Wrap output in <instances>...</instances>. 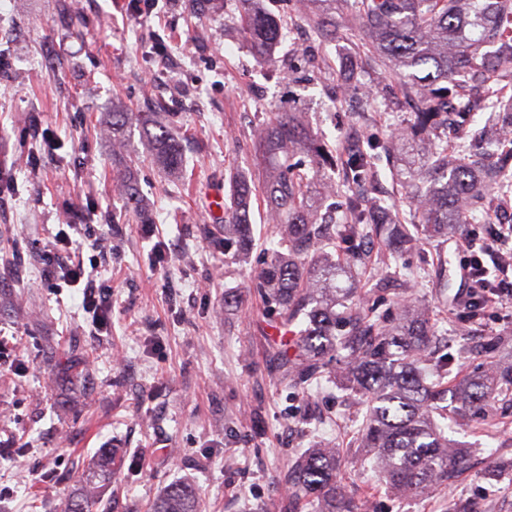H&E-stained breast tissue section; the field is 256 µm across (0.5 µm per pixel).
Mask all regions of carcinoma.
<instances>
[{
    "mask_svg": "<svg viewBox=\"0 0 512 512\" xmlns=\"http://www.w3.org/2000/svg\"><path fill=\"white\" fill-rule=\"evenodd\" d=\"M311 19L320 36L336 37L337 6L351 11L370 32L367 53L395 62L400 93L412 102V123L386 140L370 138L344 153L310 138L293 112H273L260 133L270 169L265 197L281 235L278 249L254 287L284 331L275 353L280 381L291 386L326 374L327 355L342 350L341 373L356 392L370 396L361 429L363 447L376 452L389 487L403 498L437 494L450 486L465 464V453L448 444V402L457 414H478L497 399L512 397V364L492 365L448 388L453 357L436 347L437 333L425 312L401 304L402 315L386 324L372 308L354 301L351 268L339 266L318 248L338 240L351 257L374 235L395 253L416 247L418 236L393 217L387 200L365 199L358 188L380 177L376 162L386 158L395 183L414 190L419 225L442 234L448 225L487 217L491 190L512 192V140L498 146L490 166L477 158L482 136L470 130L477 112L512 111V0H319ZM238 25L256 58L264 62L281 30L257 0H236ZM137 124L151 159L176 174L182 147L158 102L147 112L112 113L106 134L112 154L123 152L124 129ZM456 161L448 164V135ZM302 146L318 167L339 169L338 208L320 212L308 174L295 171L291 151ZM224 208V253L239 252L251 239L252 188L231 178ZM112 451L103 455L61 512H93L115 475ZM334 448L316 446L283 475L292 500L317 503L316 512H361V505L336 479ZM150 512H198L195 488L184 482L165 487Z\"/></svg>",
    "mask_w": 512,
    "mask_h": 512,
    "instance_id": "cac0c4a2",
    "label": "carcinoma"
}]
</instances>
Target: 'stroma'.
<instances>
[{
  "label": "stroma",
  "instance_id": "stroma-1",
  "mask_svg": "<svg viewBox=\"0 0 512 512\" xmlns=\"http://www.w3.org/2000/svg\"><path fill=\"white\" fill-rule=\"evenodd\" d=\"M62 0H0V512H55L86 477L101 449L118 451L102 493L112 512H147L176 481L193 484L201 512H289L282 481L289 464L329 443L342 451L339 480L367 512H512V403L466 416L448 437L467 452L466 470L445 493L394 498L358 439L365 399L324 376L298 389L278 381L270 360L280 339L254 282L278 240L264 203L256 127L269 113H298L327 143L350 133L390 135L410 120L403 97L382 99L361 122L363 93L392 80L388 61L366 57L368 30L347 9L336 36L309 22L311 0L294 18L283 0H262L281 20L268 63H258L235 23L234 0H156L137 15L132 0H85V25L70 28ZM303 33L298 53L291 32ZM163 101L185 167L157 168L142 131L126 129L120 162L102 134L113 108ZM126 170L154 226L127 212L114 175ZM250 181L252 242L236 259L209 234L224 215L230 175ZM78 225L80 255L112 288L108 333L94 335L79 293L45 277L47 243ZM485 224L422 234L398 259L365 238L354 281L364 305L384 318L398 297L376 290L406 280L454 357L451 381L512 363V298L459 323L462 241ZM99 249H92V242Z\"/></svg>",
  "mask_w": 512,
  "mask_h": 512
}]
</instances>
